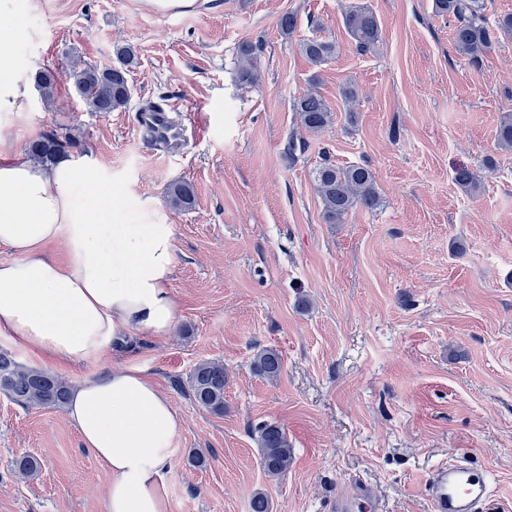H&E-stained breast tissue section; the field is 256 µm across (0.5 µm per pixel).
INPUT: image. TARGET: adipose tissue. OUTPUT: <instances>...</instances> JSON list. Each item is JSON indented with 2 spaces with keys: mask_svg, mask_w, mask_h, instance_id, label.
Returning a JSON list of instances; mask_svg holds the SVG:
<instances>
[{
  "mask_svg": "<svg viewBox=\"0 0 512 512\" xmlns=\"http://www.w3.org/2000/svg\"><path fill=\"white\" fill-rule=\"evenodd\" d=\"M22 13L0 5V336L62 362H94L131 333L166 335L176 318L173 227L152 202L149 224H128L94 158L43 167L3 134L25 110L11 48ZM62 242L60 264L44 251ZM66 412L83 445L110 473L107 512H168L167 475L181 419L158 385L133 367L90 377Z\"/></svg>",
  "mask_w": 512,
  "mask_h": 512,
  "instance_id": "obj_1",
  "label": "adipose tissue"
}]
</instances>
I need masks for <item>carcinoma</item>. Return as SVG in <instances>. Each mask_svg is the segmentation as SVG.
I'll return each instance as SVG.
<instances>
[{
  "instance_id": "carcinoma-1",
  "label": "carcinoma",
  "mask_w": 512,
  "mask_h": 512,
  "mask_svg": "<svg viewBox=\"0 0 512 512\" xmlns=\"http://www.w3.org/2000/svg\"><path fill=\"white\" fill-rule=\"evenodd\" d=\"M435 12L448 17L454 25L453 38L456 50L474 63L491 51L502 35L512 36V14H506L494 24H489L484 10V0H434ZM344 25L355 47L367 53L379 42L381 31L375 15L357 7L348 11ZM336 50L332 42L308 38L302 42V51L315 66L327 62ZM119 65L100 68L92 64L72 65L70 78L78 96L88 110L107 114L126 108L131 90L128 81L130 69L136 64L134 51L129 47L116 48ZM238 77L243 83H253L259 77V50L250 40L238 47ZM59 82L52 70H39L34 75V85L41 96L53 94ZM300 124L309 131H321L332 119L328 104L316 93L309 91L294 102ZM69 137L51 132L32 140L28 154L37 163L49 167L65 154ZM497 145L512 151V113H505L497 128ZM314 181L323 203V218L328 224H342L349 212L359 206L372 209L378 205L379 196L374 175L365 165L339 167L324 161L314 171ZM456 183L468 193L478 190L476 176L467 168L455 172ZM167 199L174 210L185 211L195 203V189L191 182L172 183ZM254 372L267 379L279 376L282 370L281 354L273 349H263L253 360ZM227 374L224 364L204 361L197 364L189 378V394L203 408L224 413V387ZM0 389L14 401L35 407L63 408L68 401L70 387L61 378L43 370L18 362L12 355L0 353ZM261 466L269 477L284 475L292 462L293 448L285 431L275 422L259 426Z\"/></svg>"
}]
</instances>
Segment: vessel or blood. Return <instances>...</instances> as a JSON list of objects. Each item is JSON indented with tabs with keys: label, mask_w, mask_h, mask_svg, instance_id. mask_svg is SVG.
Instances as JSON below:
<instances>
[{
	"label": "vessel or blood",
	"mask_w": 512,
	"mask_h": 512,
	"mask_svg": "<svg viewBox=\"0 0 512 512\" xmlns=\"http://www.w3.org/2000/svg\"><path fill=\"white\" fill-rule=\"evenodd\" d=\"M140 118L145 137L159 153H167L174 139L186 137L184 126L167 109L147 105ZM423 490L434 512H482L491 498V481L458 460L430 470ZM334 508L336 512H381L377 493L363 481L357 482L353 495L338 494Z\"/></svg>",
	"instance_id": "b4317fda"
}]
</instances>
